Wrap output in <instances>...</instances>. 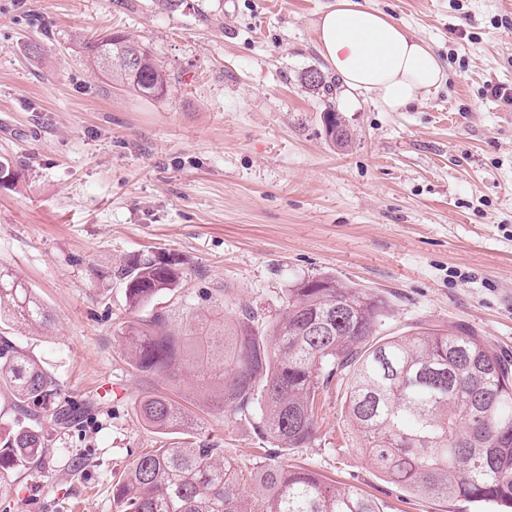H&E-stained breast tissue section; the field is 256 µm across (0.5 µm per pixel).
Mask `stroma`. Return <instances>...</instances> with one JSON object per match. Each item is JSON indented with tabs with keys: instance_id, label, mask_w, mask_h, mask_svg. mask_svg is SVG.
I'll use <instances>...</instances> for the list:
<instances>
[{
	"instance_id": "1",
	"label": "stroma",
	"mask_w": 512,
	"mask_h": 512,
	"mask_svg": "<svg viewBox=\"0 0 512 512\" xmlns=\"http://www.w3.org/2000/svg\"><path fill=\"white\" fill-rule=\"evenodd\" d=\"M330 0H0V269L32 288L47 329L1 323L51 371L77 426L49 431L41 467L15 474L10 512H114L130 451L181 442L136 414L155 389L133 368L121 268L177 256L172 300L210 296L231 319L246 303L274 321L291 282L336 276L385 298L380 333L463 327L512 361V0H361L424 39L448 73L412 108L347 100L304 76L322 69L311 21ZM120 31L171 77L129 93L84 63L85 41ZM333 104L348 146L325 133ZM192 369L172 396L230 449L252 490L261 442L214 414ZM323 393L315 440L288 461L357 487L384 512H475L405 494L368 467Z\"/></svg>"
}]
</instances>
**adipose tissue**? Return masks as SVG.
<instances>
[{
    "mask_svg": "<svg viewBox=\"0 0 512 512\" xmlns=\"http://www.w3.org/2000/svg\"><path fill=\"white\" fill-rule=\"evenodd\" d=\"M311 26L320 58L349 96L397 111L426 99L448 78L429 44L360 0H333Z\"/></svg>",
    "mask_w": 512,
    "mask_h": 512,
    "instance_id": "ef3b65f1",
    "label": "adipose tissue"
}]
</instances>
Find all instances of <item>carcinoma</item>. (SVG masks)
<instances>
[{
	"label": "carcinoma",
	"mask_w": 512,
	"mask_h": 512,
	"mask_svg": "<svg viewBox=\"0 0 512 512\" xmlns=\"http://www.w3.org/2000/svg\"><path fill=\"white\" fill-rule=\"evenodd\" d=\"M89 64L145 97L168 91L170 77L152 51L108 33L84 43ZM179 258L145 259L121 269L134 320L121 328L130 364L158 382L177 380L181 365L202 368L209 405L246 420L269 448L253 490L257 512H380L377 499L337 490L285 462L290 448L318 431L315 406L339 374L347 376L346 421L359 432L365 462L383 480L429 500L496 505L512 512V362L462 328L420 326L381 337L388 303L333 276L288 288L271 339L258 336L246 304L230 321L205 306L173 311L155 304L183 279ZM28 326L50 322L44 304L0 270V317ZM9 393L13 427L0 442V494L11 477L42 463L45 430L74 420L60 385L29 351L0 336V389ZM158 435L181 429L176 446L131 452L112 484L118 512H247L230 451L201 439L180 404L162 394L138 405Z\"/></svg>",
	"instance_id": "cac0c4a2"
}]
</instances>
